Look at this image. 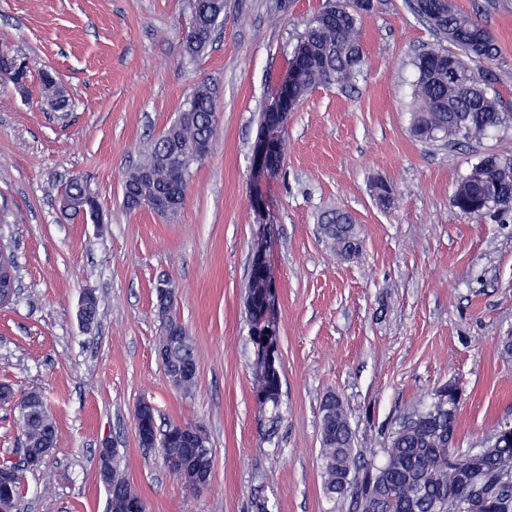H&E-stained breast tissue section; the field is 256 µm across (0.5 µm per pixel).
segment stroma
Masks as SVG:
<instances>
[{
	"mask_svg": "<svg viewBox=\"0 0 512 512\" xmlns=\"http://www.w3.org/2000/svg\"><path fill=\"white\" fill-rule=\"evenodd\" d=\"M325 0H225L214 42L183 52L188 0H0V45L27 64L24 88L0 86V226L19 295L0 309V382L38 391L58 428L43 464L24 471L18 512H108L99 450L148 512H328L317 408L347 404L360 448H376L437 386L462 389L456 445L472 448L512 422V215L473 221L454 206L480 157L512 156V126L437 149L410 132L411 59L433 29L408 0H375L360 25L367 69L355 91L318 88L290 112L275 174L255 172L257 123L305 20ZM498 39L495 89L512 112V0H453ZM49 71L73 106L53 111ZM216 91L222 129L172 221L130 212L121 181L200 84ZM83 177L100 224L61 213L59 191ZM390 204L373 193L376 180ZM351 214L357 259L317 233ZM267 223L280 350L281 407L258 402L245 289L258 220ZM194 340L197 387L184 395L155 355L160 280ZM99 298L92 326L79 307ZM159 427L203 423L213 470L197 493L168 472L134 424L139 401Z\"/></svg>",
	"mask_w": 512,
	"mask_h": 512,
	"instance_id": "35a3bbf8",
	"label": "stroma"
}]
</instances>
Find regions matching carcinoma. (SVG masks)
Listing matches in <instances>:
<instances>
[{
    "label": "carcinoma",
    "instance_id": "carcinoma-1",
    "mask_svg": "<svg viewBox=\"0 0 512 512\" xmlns=\"http://www.w3.org/2000/svg\"><path fill=\"white\" fill-rule=\"evenodd\" d=\"M191 23L183 36L184 54L196 58L213 42L218 21L224 17V0H192ZM411 9L428 22L440 39L437 46L412 60L410 131L425 144H458L475 140L501 125L500 99L494 90L492 69L501 55L490 30L469 15L454 9L451 0H413ZM364 15L360 0H328L296 37L288 71L296 76L294 94L304 100L319 87L341 91L355 88L366 67L360 43ZM453 44L451 51L444 43ZM56 77L42 74L45 97L55 98L56 108L69 105L66 94L57 92ZM213 90L202 84L183 104L177 117L150 142L141 159L122 180L126 209L154 210L156 198L173 188L184 172L183 188L194 169L210 154L218 135L219 120ZM506 156L487 154L471 166L458 183L454 206L464 215L481 219L491 212H512V175L502 168ZM327 244L339 255L359 254L360 240L350 215L336 210L323 216L318 227ZM173 359L163 363L169 381L191 392L196 378L184 367L196 362L187 328ZM445 406L435 396L422 401L391 428L382 448L367 451L355 447L343 402L334 394L321 406L320 470L330 512H381L382 503L394 498L393 512H470L473 484L484 485L491 508L488 512H512V439L502 438L484 446L483 468L462 480L469 451L448 447V435L456 433L460 389L457 383L441 386ZM29 402L25 414H17L26 448L33 455L55 448L58 431L43 397L36 391L23 394ZM115 448L99 451L100 479L109 496V512H131L134 488L118 467Z\"/></svg>",
    "mask_w": 512,
    "mask_h": 512
}]
</instances>
